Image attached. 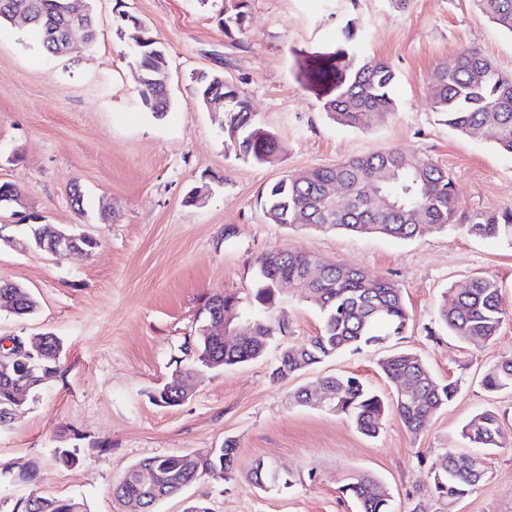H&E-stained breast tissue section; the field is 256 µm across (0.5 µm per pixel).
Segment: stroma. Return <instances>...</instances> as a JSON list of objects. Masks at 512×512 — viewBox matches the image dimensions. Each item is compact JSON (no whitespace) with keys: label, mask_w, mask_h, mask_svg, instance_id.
I'll return each instance as SVG.
<instances>
[{"label":"stroma","mask_w":512,"mask_h":512,"mask_svg":"<svg viewBox=\"0 0 512 512\" xmlns=\"http://www.w3.org/2000/svg\"><path fill=\"white\" fill-rule=\"evenodd\" d=\"M97 37L88 48L45 53L28 27L0 25V184L22 192L0 211V278L21 283L38 302L33 315L0 310V337L53 333L64 344L60 372L11 428L0 431V461L37 464L34 481H0V512L32 492L83 500L88 512H123L113 483L141 460L201 452L234 441L233 479L202 478L158 512H184L189 500L212 512H358L345 486L359 475L382 482L392 512H512V390L487 392L489 366L512 355V242L467 234L463 224L412 241L343 231H298L271 223L267 187L289 174L334 165L385 148L409 151L448 170L460 213L512 208V156L491 131L463 135L435 112L430 79L474 47L512 73V35L475 0H248L242 33L219 24L228 0H89ZM141 19L167 50L172 103L162 117L140 104L130 50L116 12ZM358 30L361 57L397 71L394 114L366 128L323 112L309 77L312 55L332 48L341 29ZM221 72L278 140L279 160L256 164L224 148V115L208 111L194 78ZM85 194L83 213L69 188ZM200 198H193V191ZM112 207L102 220V204ZM94 236L86 255L22 249L21 216ZM288 248L389 279L404 292L410 321L403 338L376 350L343 353L273 381L282 349L316 335L317 309L299 288L283 286L278 312L288 322L253 361L203 371L193 394L166 408L150 398L169 382L199 311L216 294L250 303L257 260ZM500 284L507 317L494 344H465L438 321L441 295L471 277ZM424 358L457 397L421 432L392 408L396 389L378 369L388 352ZM345 373L366 381L389 409L377 437L358 433L341 413L298 405L301 387ZM485 408L501 416L504 447L483 456L485 481L452 500L433 492L437 455L462 452L463 424ZM78 449L79 470L56 465L54 449ZM291 475L292 487L249 481L256 461Z\"/></svg>","instance_id":"1"}]
</instances>
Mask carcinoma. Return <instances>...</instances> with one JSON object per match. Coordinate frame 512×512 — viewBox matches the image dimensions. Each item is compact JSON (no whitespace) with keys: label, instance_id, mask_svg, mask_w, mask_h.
<instances>
[{"label":"carcinoma","instance_id":"1","mask_svg":"<svg viewBox=\"0 0 512 512\" xmlns=\"http://www.w3.org/2000/svg\"><path fill=\"white\" fill-rule=\"evenodd\" d=\"M65 0H0V22L19 9L30 20L29 29L42 49L57 53L63 41L67 19L62 11ZM483 14L512 34V0H477ZM247 0H231L224 11V34L242 31ZM120 34L132 49L133 62L143 75L154 80L153 87L138 92L142 106L159 117L169 108L164 93L169 83L167 54L163 44L138 18L122 11ZM357 31L347 24L336 47L316 55L311 72L320 87L322 108L334 122L349 127H366L395 109L392 89L397 81L388 63L359 57ZM218 72L196 79L195 95L201 100L210 92L224 97V144L236 155L257 163H268L279 153L275 137L259 126L248 101L229 85L212 84ZM430 96L436 112L449 128L473 134L490 128L497 147L512 154V74L502 73L496 63L479 51L464 48L452 67L434 72ZM336 184L346 197L333 202L327 190ZM455 185L448 171L427 158L394 149H382L331 167L291 175L265 191L263 210L268 220L291 228L341 230L370 233L393 240H414L425 228L446 230L462 221L476 238H506L512 241V209L457 213ZM283 279L297 282L308 302L322 315L320 331L301 344L280 354L271 373L275 381L344 352L360 353L375 348L388 337L403 335L409 314L403 291L392 280L371 279L359 269L325 260L315 254L278 249L258 260V278L253 300L257 311L248 316L251 338L232 348L216 336H196L195 350L185 348L188 369H198L206 357L236 365L260 357L271 340L285 330L274 316L279 302L277 284ZM505 317L501 289L490 276L471 279L462 288H451L443 295L439 321L465 343L489 344L498 336ZM34 339L40 346L34 374L39 385L30 395L47 385L59 373L63 351L60 338L51 333L30 338L10 337L13 342ZM15 348L0 347V430L13 424L20 391L15 374L27 371ZM384 376L398 382L410 380L414 394L399 388L396 412L406 428L418 433L458 393V384H439L428 364L409 351H393L379 361ZM332 395L329 410L348 416L361 434L379 433L387 407L382 398L355 376L335 375L323 379ZM489 391L512 388V356L488 369L483 379ZM461 437L472 452L456 455L446 452L432 463L437 497L453 499L464 495L486 479L482 455L500 448L505 440L500 415L483 410L461 428ZM172 453L144 459L113 485L114 498L137 512H157V504L175 497L204 476L227 481L233 478L236 448L228 442L222 448L200 453L198 467L189 468ZM54 461L73 469L79 459L76 449L57 448ZM156 472L154 490L144 491L135 479L141 467ZM251 482L261 488L277 485L274 468L259 462L252 468ZM360 505V512H390L388 493L377 479L360 475L345 486ZM14 512H70L69 499L31 493L16 503Z\"/></svg>","mask_w":512,"mask_h":512}]
</instances>
